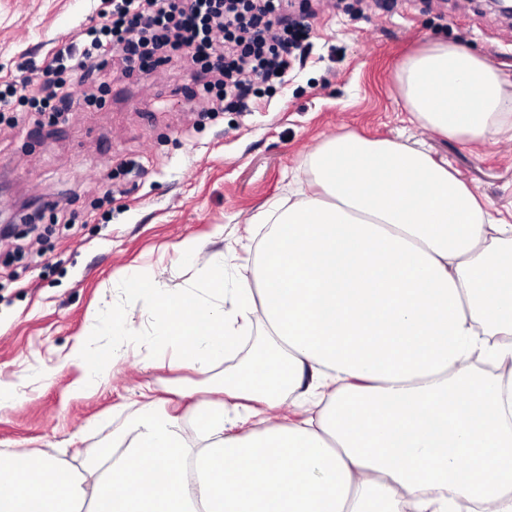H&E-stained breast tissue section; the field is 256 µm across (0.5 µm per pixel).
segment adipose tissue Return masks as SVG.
<instances>
[{
	"label": "adipose tissue",
	"mask_w": 512,
	"mask_h": 512,
	"mask_svg": "<svg viewBox=\"0 0 512 512\" xmlns=\"http://www.w3.org/2000/svg\"><path fill=\"white\" fill-rule=\"evenodd\" d=\"M420 127L477 144L512 130L482 57L428 44L396 73ZM314 193L271 202L261 258L175 250L202 277L119 281L158 312L150 336L213 372L262 313L267 339L217 377L193 427L146 402L82 473L0 452V512H512V224L423 148L349 133L305 163ZM73 394L114 358L77 348Z\"/></svg>",
	"instance_id": "obj_1"
}]
</instances>
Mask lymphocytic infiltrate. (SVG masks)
Instances as JSON below:
<instances>
[{
	"label": "lymphocytic infiltrate",
	"instance_id": "obj_1",
	"mask_svg": "<svg viewBox=\"0 0 512 512\" xmlns=\"http://www.w3.org/2000/svg\"><path fill=\"white\" fill-rule=\"evenodd\" d=\"M87 28L90 43L53 56L45 80L24 94L0 93V112L14 104L32 112L60 114L71 108L62 70L81 73L97 85L106 54L118 53L128 71L151 73L161 66L192 70L205 103L230 101L247 111L259 83L283 77L308 38L288 20L294 0H111Z\"/></svg>",
	"mask_w": 512,
	"mask_h": 512
}]
</instances>
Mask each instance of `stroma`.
Returning a JSON list of instances; mask_svg holds the SVG:
<instances>
[{"label": "stroma", "mask_w": 512, "mask_h": 512, "mask_svg": "<svg viewBox=\"0 0 512 512\" xmlns=\"http://www.w3.org/2000/svg\"><path fill=\"white\" fill-rule=\"evenodd\" d=\"M309 47L283 82L251 111L202 120L186 97L190 71L160 69L123 77L101 74V107L84 102L86 85L69 77L74 100L57 119L8 112L0 118V197L53 198L71 227L39 219L42 237L18 228L0 242V381L22 397L0 410V450L66 449L79 464L86 449L111 442L145 398L173 399L209 376L175 366L147 334L156 316L148 299L128 305L113 281L149 269L178 288L201 276L175 245L195 239L223 251L226 272L252 268L265 234L251 218L288 193L289 176L314 148L355 132L371 139L424 138L431 156L488 203L512 217V131L497 143L425 135L410 121L396 81L399 65L428 43L445 40L486 59L512 85V23L478 0H310ZM104 0H0V84L42 81L63 44L82 45ZM122 307L144 341L118 349L109 382L77 397L79 375L64 360L92 340L98 315Z\"/></svg>", "instance_id": "obj_1"}]
</instances>
